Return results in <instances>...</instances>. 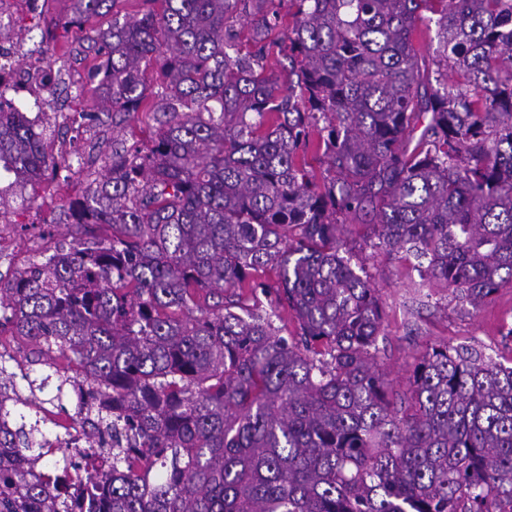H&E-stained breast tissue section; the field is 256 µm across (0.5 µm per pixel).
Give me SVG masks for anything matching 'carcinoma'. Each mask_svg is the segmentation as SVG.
<instances>
[{
	"label": "carcinoma",
	"instance_id": "obj_1",
	"mask_svg": "<svg viewBox=\"0 0 512 512\" xmlns=\"http://www.w3.org/2000/svg\"><path fill=\"white\" fill-rule=\"evenodd\" d=\"M70 2L66 28L109 0ZM160 2L92 39L98 111L153 137L113 139L69 244L0 286V325L57 391L82 381L87 441L111 447L47 476L39 423L15 419L37 402L0 353V512H505L512 365L435 344L394 401L384 309L341 229L459 305L512 287V0H289L286 80L265 64L276 0ZM24 108L0 102L3 214L66 163ZM312 128L320 182L299 159ZM267 269L279 287L254 280Z\"/></svg>",
	"mask_w": 512,
	"mask_h": 512
}]
</instances>
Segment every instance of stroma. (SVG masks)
<instances>
[{
  "label": "stroma",
  "instance_id": "stroma-1",
  "mask_svg": "<svg viewBox=\"0 0 512 512\" xmlns=\"http://www.w3.org/2000/svg\"><path fill=\"white\" fill-rule=\"evenodd\" d=\"M146 0H115L113 6L93 17L86 25L65 27L70 14L69 0H42V23L55 26V36L49 43L48 57L61 70L63 80L56 85L50 107L52 111H67L72 96H80L84 107L95 109L97 83L91 75L99 57L91 49V39L97 31L111 27L113 20H133L146 10ZM84 76L80 87L69 81L72 73ZM88 178L76 175L61 187V203L54 209L33 213L31 208L14 209L6 215L9 229L34 238L42 233L63 238L70 222L68 203L80 196ZM343 238L352 248L354 262L364 264L370 284L382 302L385 319L384 335L378 345V362L387 375L394 397L410 395L411 372L414 364L436 343L451 346L476 345L503 364L512 363V288L505 287L477 310H462L439 288L430 293L418 290L420 278L408 262L398 256L385 255L373 248L369 231L358 224L345 225Z\"/></svg>",
  "mask_w": 512,
  "mask_h": 512
}]
</instances>
